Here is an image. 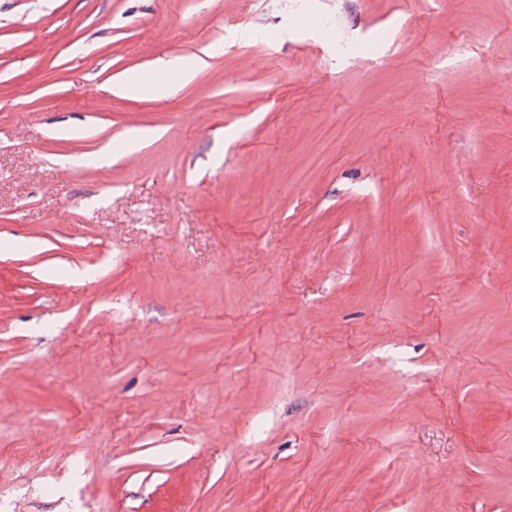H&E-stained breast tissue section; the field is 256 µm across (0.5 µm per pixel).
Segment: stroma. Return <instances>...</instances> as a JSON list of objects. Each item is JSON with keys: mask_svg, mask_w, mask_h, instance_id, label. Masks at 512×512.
Masks as SVG:
<instances>
[{"mask_svg": "<svg viewBox=\"0 0 512 512\" xmlns=\"http://www.w3.org/2000/svg\"><path fill=\"white\" fill-rule=\"evenodd\" d=\"M510 84L512 0H0V512H512ZM171 85L169 83H160L155 80V77L150 73L137 72L130 74L125 80L116 88V91H111L114 94L135 99L141 93L149 90L158 98H164L170 95Z\"/></svg>", "mask_w": 512, "mask_h": 512, "instance_id": "1", "label": "stroma"}]
</instances>
